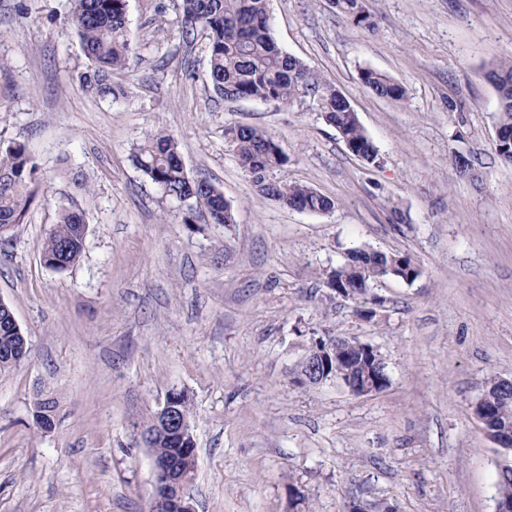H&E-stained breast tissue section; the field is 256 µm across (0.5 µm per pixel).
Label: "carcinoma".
<instances>
[{
    "label": "carcinoma",
    "instance_id": "carcinoma-1",
    "mask_svg": "<svg viewBox=\"0 0 512 512\" xmlns=\"http://www.w3.org/2000/svg\"><path fill=\"white\" fill-rule=\"evenodd\" d=\"M336 7L357 23L371 26L364 0H333ZM270 0H180L183 31L189 38L202 36L209 47V79L213 92L221 99H248L290 105L310 100L326 124L341 130L358 148L369 164L378 162L379 150L354 116L340 91L322 74L301 60L283 53L270 26ZM70 20L75 27L83 53L89 62L86 87L102 98H117L118 88L112 74L126 68L130 54L126 0H71ZM364 85L376 94L400 100L404 89L389 76L364 70ZM498 93L497 124L512 129V59L502 61L489 71ZM224 137L241 168L256 173L260 191L286 207L301 204L312 213H327L336 202L315 189L286 181H270L266 174L287 162L281 146L265 130L248 125L224 129ZM140 171L164 193L186 200L185 224L197 213H205L215 224L234 223V209L224 194L204 179H194L182 165L179 144L163 131L150 135L134 153ZM38 165L25 145L15 143L0 151V237L8 236L23 223L35 196L39 180ZM83 213L62 206L58 222L42 253L46 265L65 269L81 256L85 235ZM421 267L411 256L360 248L327 277L328 287L350 288L361 284L369 289L388 279L414 281ZM13 311L0 305V372L18 366L28 357V344L15 332ZM499 385L488 381L480 398L488 411L489 428L497 431L512 427V407L499 405ZM33 420L37 428L47 429L55 402L40 399L34 403ZM147 448L160 457H181L180 440L157 437ZM498 499L512 501V475L497 473Z\"/></svg>",
    "mask_w": 512,
    "mask_h": 512
}]
</instances>
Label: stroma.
<instances>
[{
    "label": "stroma",
    "instance_id": "1",
    "mask_svg": "<svg viewBox=\"0 0 512 512\" xmlns=\"http://www.w3.org/2000/svg\"><path fill=\"white\" fill-rule=\"evenodd\" d=\"M365 3L369 28L330 0H271L270 12L280 49L347 97L377 167L308 103L218 98L179 0H128L115 99L84 85L69 0H0V149L24 143L41 183L0 254V300L30 345L0 373V512H145L154 477L137 427L172 389L191 399L197 512H496L501 451L474 407L488 379H512V163L494 149L487 77L512 57V0ZM365 68L403 100L367 89ZM235 124L282 146L274 179L335 209L264 196L224 139ZM158 131L176 137L191 177L223 192L234 223H183L134 165ZM458 152L471 175L456 174ZM63 205L87 233L58 271L41 256ZM355 247L422 269L378 284L370 318L326 286ZM336 336L378 348L385 389L297 383L313 339ZM39 396L56 403L47 431L33 423Z\"/></svg>",
    "mask_w": 512,
    "mask_h": 512
}]
</instances>
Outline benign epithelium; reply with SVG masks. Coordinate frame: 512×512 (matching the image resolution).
Instances as JSON below:
<instances>
[{
    "label": "benign epithelium",
    "mask_w": 512,
    "mask_h": 512,
    "mask_svg": "<svg viewBox=\"0 0 512 512\" xmlns=\"http://www.w3.org/2000/svg\"><path fill=\"white\" fill-rule=\"evenodd\" d=\"M376 351L372 345L358 339L347 342L314 340L309 352L302 361L303 379L310 384L320 385L338 381L339 372L355 358L364 361ZM388 385V375L381 371L366 374L363 382L348 385L354 395L367 396L377 393ZM187 392L178 389L168 391L158 409L155 433L170 439L187 442L193 438L192 423L183 411V396ZM154 492L148 504V512H195L191 500L186 495V486L196 469V451L182 448V456L177 461L152 456Z\"/></svg>",
    "instance_id": "obj_1"
}]
</instances>
